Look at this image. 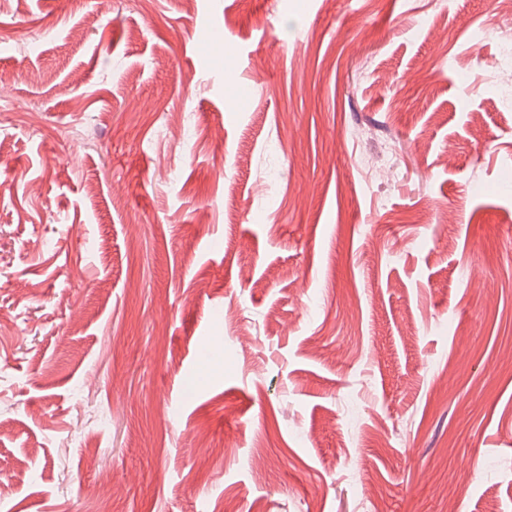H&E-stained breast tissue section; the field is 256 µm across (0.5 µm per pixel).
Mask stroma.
I'll return each mask as SVG.
<instances>
[{
    "label": "stroma",
    "instance_id": "1",
    "mask_svg": "<svg viewBox=\"0 0 512 512\" xmlns=\"http://www.w3.org/2000/svg\"><path fill=\"white\" fill-rule=\"evenodd\" d=\"M507 43L0 0V512H512Z\"/></svg>",
    "mask_w": 512,
    "mask_h": 512
}]
</instances>
